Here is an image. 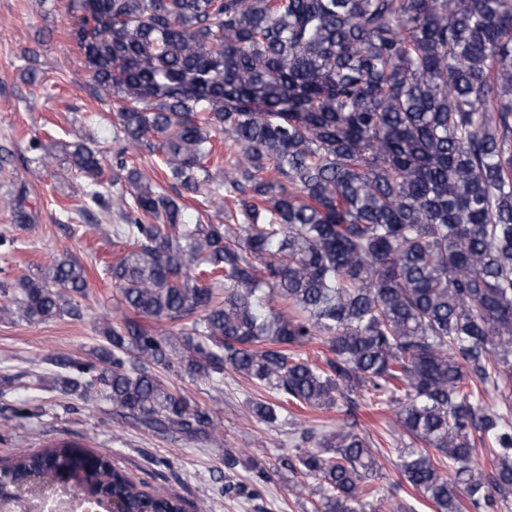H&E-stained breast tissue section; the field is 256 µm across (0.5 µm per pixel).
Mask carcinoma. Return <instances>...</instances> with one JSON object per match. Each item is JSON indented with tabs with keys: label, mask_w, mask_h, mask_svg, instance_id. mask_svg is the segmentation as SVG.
<instances>
[{
	"label": "carcinoma",
	"mask_w": 512,
	"mask_h": 512,
	"mask_svg": "<svg viewBox=\"0 0 512 512\" xmlns=\"http://www.w3.org/2000/svg\"><path fill=\"white\" fill-rule=\"evenodd\" d=\"M70 37L95 100L115 115L113 180L83 141L47 143L30 171L65 159L130 242L109 266L128 312L100 318L95 362L53 356L61 390L104 398L145 430L223 436L160 376L175 367L266 389L284 405L396 407L401 436L388 507L402 485L435 512H503L512 501V0H69ZM231 139L229 164L217 141ZM147 149L157 167L127 165ZM161 170L166 186L157 180ZM220 224H190L184 194ZM231 204H224V199ZM34 221L26 187L0 196ZM87 267L54 258L17 282L0 319L80 315ZM319 343L324 365L300 356ZM500 401L488 405L489 389ZM301 434L287 461L318 480L313 512H378L373 447L344 420ZM493 467L475 465L476 444ZM121 500L128 512H185L112 457L61 440L0 464L15 492L54 487ZM454 476H448V472Z\"/></svg>",
	"instance_id": "1"
}]
</instances>
